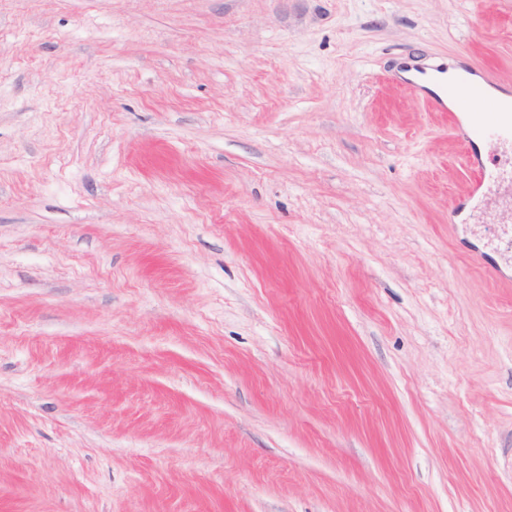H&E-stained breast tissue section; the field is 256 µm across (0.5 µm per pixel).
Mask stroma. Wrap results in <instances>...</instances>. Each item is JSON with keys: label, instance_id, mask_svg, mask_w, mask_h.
Instances as JSON below:
<instances>
[{"label": "stroma", "instance_id": "obj_1", "mask_svg": "<svg viewBox=\"0 0 512 512\" xmlns=\"http://www.w3.org/2000/svg\"><path fill=\"white\" fill-rule=\"evenodd\" d=\"M433 58L512 95V0H0V512H512Z\"/></svg>", "mask_w": 512, "mask_h": 512}]
</instances>
